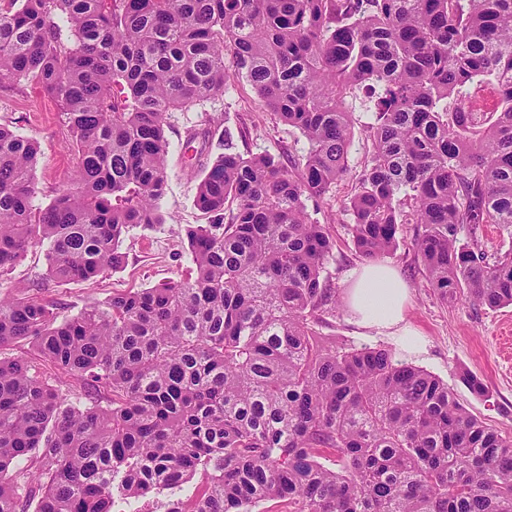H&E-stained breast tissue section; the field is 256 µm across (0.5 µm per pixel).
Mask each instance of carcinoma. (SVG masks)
<instances>
[{
    "label": "carcinoma",
    "instance_id": "carcinoma-1",
    "mask_svg": "<svg viewBox=\"0 0 512 512\" xmlns=\"http://www.w3.org/2000/svg\"><path fill=\"white\" fill-rule=\"evenodd\" d=\"M240 81L305 162L243 155L227 129L210 162L214 119L192 133L212 220L186 228V278L64 318L0 298V350L58 372L0 357V512H122L197 474L192 508L164 512H512L511 436L388 349L316 341L334 241L305 204L350 174L349 100L369 84L356 249L376 260L416 224L438 300L512 305V253L482 246L483 225L512 227V0H0V88L47 91L78 155L37 208V143L0 125V271L37 245L57 283L119 268L122 236L164 223L166 114Z\"/></svg>",
    "mask_w": 512,
    "mask_h": 512
}]
</instances>
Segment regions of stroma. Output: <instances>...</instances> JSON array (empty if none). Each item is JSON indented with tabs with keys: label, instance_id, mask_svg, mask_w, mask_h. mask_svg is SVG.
<instances>
[{
	"label": "stroma",
	"instance_id": "stroma-1",
	"mask_svg": "<svg viewBox=\"0 0 512 512\" xmlns=\"http://www.w3.org/2000/svg\"><path fill=\"white\" fill-rule=\"evenodd\" d=\"M221 118L235 137L239 151L269 154L284 165H303L307 143L300 131L281 122L266 110L254 89L246 83L229 86L222 97L168 113L165 132L169 142L168 189L161 201L166 222L159 227L138 228L128 234L121 250L124 265L91 283H50L46 298L57 302L62 315L77 314L85 306L131 289L152 287L185 278L190 270L185 229L210 223L209 215L194 204L200 172L184 169L181 150L188 136L201 128L206 116ZM0 124L13 127L34 139L39 155L34 166L35 204L45 207L73 180L77 154L56 101L41 88L25 84L0 88ZM350 180L337 183L327 195L308 201L311 219L328 225L335 247L324 275L335 288L340 303L326 316L318 332L329 347L355 346L386 348L397 360L405 355L394 337L377 334L354 324L347 310V278L364 265L350 231L352 217L344 202L350 194ZM416 225L400 227L399 245L386 255L410 290L405 318L423 338L426 351L414 358V365L448 382L457 401L489 427L512 436V344L505 338L512 332V305L499 309L477 307L467 301L441 304L434 296L420 258L412 247ZM46 272V250L30 248L10 271L0 272V295L32 291L36 278ZM476 376L486 388V397L474 396L461 380L463 373Z\"/></svg>",
	"mask_w": 512,
	"mask_h": 512
}]
</instances>
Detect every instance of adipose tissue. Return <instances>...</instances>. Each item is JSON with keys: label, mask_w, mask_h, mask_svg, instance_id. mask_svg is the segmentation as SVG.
Masks as SVG:
<instances>
[{"label": "adipose tissue", "mask_w": 512, "mask_h": 512, "mask_svg": "<svg viewBox=\"0 0 512 512\" xmlns=\"http://www.w3.org/2000/svg\"><path fill=\"white\" fill-rule=\"evenodd\" d=\"M348 297V310L355 323L378 333L397 337L401 349L421 354L425 343L405 323L409 290L391 267L373 262L355 270Z\"/></svg>", "instance_id": "adipose-tissue-1"}]
</instances>
